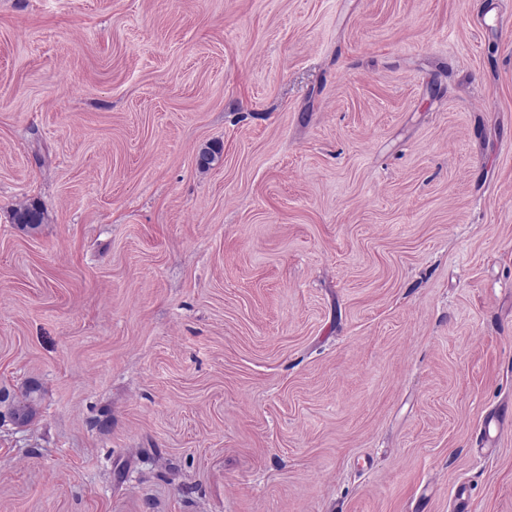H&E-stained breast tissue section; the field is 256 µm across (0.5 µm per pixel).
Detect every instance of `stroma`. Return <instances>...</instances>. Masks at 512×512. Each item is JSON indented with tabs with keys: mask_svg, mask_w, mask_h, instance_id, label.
Listing matches in <instances>:
<instances>
[{
	"mask_svg": "<svg viewBox=\"0 0 512 512\" xmlns=\"http://www.w3.org/2000/svg\"><path fill=\"white\" fill-rule=\"evenodd\" d=\"M32 383L0 512H512V0H0ZM12 219L22 230L35 231L43 224L45 211L36 204L21 205L14 210Z\"/></svg>",
	"mask_w": 512,
	"mask_h": 512,
	"instance_id": "1",
	"label": "stroma"
}]
</instances>
